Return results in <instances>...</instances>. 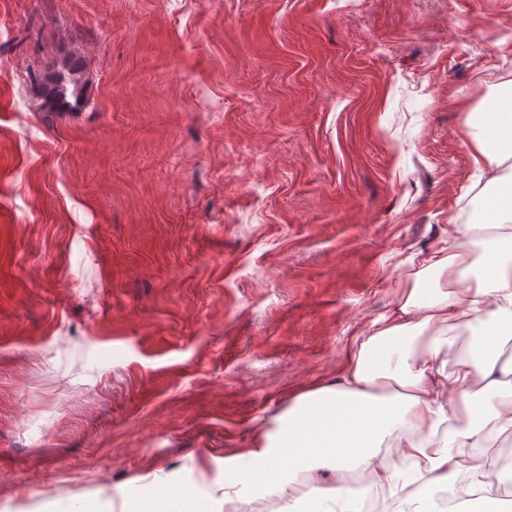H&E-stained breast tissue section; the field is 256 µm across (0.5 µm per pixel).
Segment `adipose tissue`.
<instances>
[{
	"mask_svg": "<svg viewBox=\"0 0 512 512\" xmlns=\"http://www.w3.org/2000/svg\"><path fill=\"white\" fill-rule=\"evenodd\" d=\"M466 143L495 191L483 224L452 225L453 247L423 256L436 288L406 286L398 305L374 320L336 384L297 395L274 429L248 450V469L224 483V512H242L245 490L286 497L297 474L319 493L318 512H358L353 468L371 486L403 493L411 512H436L432 489L466 477V495L485 499L495 472L479 448L512 434V362L499 347L512 338V113L491 101L469 123ZM479 239L480 260L467 242ZM473 327L467 355L448 366L449 326ZM455 430H447L448 422ZM472 449L469 457L461 449ZM336 485L323 487L327 468Z\"/></svg>",
	"mask_w": 512,
	"mask_h": 512,
	"instance_id": "adipose-tissue-1",
	"label": "adipose tissue"
}]
</instances>
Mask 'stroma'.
Listing matches in <instances>:
<instances>
[{
    "label": "stroma",
    "mask_w": 512,
    "mask_h": 512,
    "mask_svg": "<svg viewBox=\"0 0 512 512\" xmlns=\"http://www.w3.org/2000/svg\"><path fill=\"white\" fill-rule=\"evenodd\" d=\"M511 88L512 0H0V512L223 500L433 288ZM30 83L32 87L42 92L45 103L51 110L59 112L69 110L71 108L69 96L75 98L76 102L79 101L76 81L55 71L54 67L31 73ZM170 503L178 504L183 512H194L197 510L196 500L193 494L184 488H173L166 492L159 493L156 498L147 504H136L132 507L134 512H163L167 511Z\"/></svg>",
    "instance_id": "stroma-1"
}]
</instances>
